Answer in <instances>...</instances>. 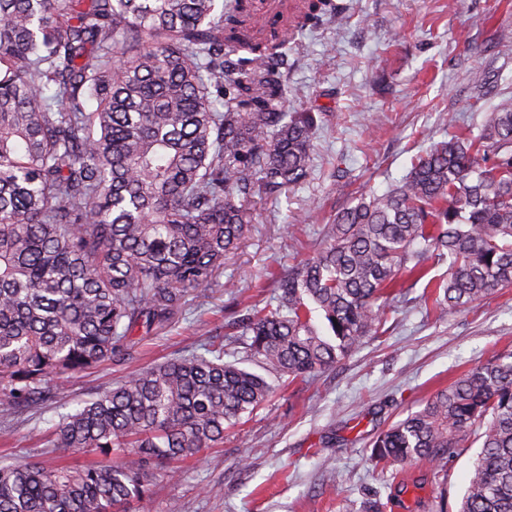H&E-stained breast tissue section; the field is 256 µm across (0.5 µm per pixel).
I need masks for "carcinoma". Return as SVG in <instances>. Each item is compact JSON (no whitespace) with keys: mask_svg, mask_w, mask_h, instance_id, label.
Returning <instances> with one entry per match:
<instances>
[{"mask_svg":"<svg viewBox=\"0 0 512 512\" xmlns=\"http://www.w3.org/2000/svg\"><path fill=\"white\" fill-rule=\"evenodd\" d=\"M295 0L257 40L249 0H0V416L56 402L68 376L128 360L133 335L216 284L255 198L303 184L316 122L282 111ZM448 261L444 314L512 287V103L336 214L277 280L276 305L224 338L279 378H313L375 335L395 298ZM274 392L224 345L129 375L58 414L50 448L99 461L0 465V512H129L158 466L224 441ZM481 442L457 512H512V353L438 390L372 442L435 463Z\"/></svg>","mask_w":512,"mask_h":512,"instance_id":"cac0c4a2","label":"carcinoma"}]
</instances>
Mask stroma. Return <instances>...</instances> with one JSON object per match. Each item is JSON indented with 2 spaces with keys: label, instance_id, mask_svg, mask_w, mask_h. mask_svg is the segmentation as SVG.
I'll list each match as a JSON object with an SVG mask.
<instances>
[{
  "label": "stroma",
  "instance_id": "1",
  "mask_svg": "<svg viewBox=\"0 0 512 512\" xmlns=\"http://www.w3.org/2000/svg\"><path fill=\"white\" fill-rule=\"evenodd\" d=\"M335 2L288 45L284 110L314 113L318 125L309 179L254 207L212 291L136 331L131 359L72 374L67 403L221 339L245 309L273 302L277 278L323 244L357 193L401 181L418 153L447 138L449 118L476 132L512 100V0ZM477 15L485 26L473 25ZM423 291L405 289L387 306L383 333L316 380L277 387L223 445L158 469L154 494L132 512H456L478 443L402 467L373 462L372 440L463 371L512 352V288L444 316L426 312ZM57 412L51 404L11 418L0 461L85 462L45 453L42 432Z\"/></svg>",
  "mask_w": 512,
  "mask_h": 512
}]
</instances>
